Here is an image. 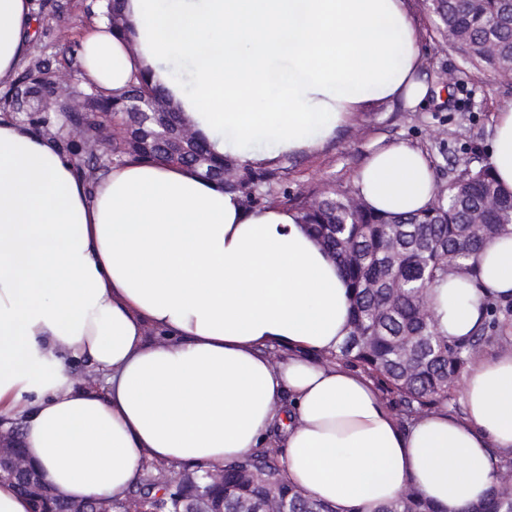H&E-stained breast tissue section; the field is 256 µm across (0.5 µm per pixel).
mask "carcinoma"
Wrapping results in <instances>:
<instances>
[{
    "instance_id": "cac0c4a2",
    "label": "carcinoma",
    "mask_w": 512,
    "mask_h": 512,
    "mask_svg": "<svg viewBox=\"0 0 512 512\" xmlns=\"http://www.w3.org/2000/svg\"><path fill=\"white\" fill-rule=\"evenodd\" d=\"M438 29L452 40L471 67L499 72L512 67V0H431ZM164 90L141 76L120 96L86 97L85 113L93 119L113 112L123 115L124 136L112 152L90 155L83 164L98 172L123 161L149 160L183 167L198 177L219 182L239 194L249 207L284 204L295 210L317 241L338 263L350 296V333L328 359L357 368L372 378L403 418L414 420L438 408L458 404L457 382L468 362L496 340L512 337V300L489 303V319L466 343L442 335L428 305L430 289L448 272L463 266L497 236L512 233V192L503 190L487 164L465 170L437 188L425 209L405 215L380 214L349 191L299 194L279 200L277 172L248 167L215 156L200 137L178 154L164 141L141 135V101ZM236 166L237 181L220 178ZM282 454L254 448L224 465V485L209 471L183 470L172 485L163 470H144L134 493L152 512H189L206 501L224 512L260 510L275 495L288 512H334L288 482ZM13 481L29 497L36 512H69L70 500L50 492L36 494L23 477ZM375 512H437L406 491ZM464 512H512V458L500 461L497 484L479 505Z\"/></svg>"
}]
</instances>
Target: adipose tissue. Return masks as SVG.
<instances>
[{
    "label": "adipose tissue",
    "instance_id": "adipose-tissue-1",
    "mask_svg": "<svg viewBox=\"0 0 512 512\" xmlns=\"http://www.w3.org/2000/svg\"><path fill=\"white\" fill-rule=\"evenodd\" d=\"M124 13L132 37L83 33V78L118 95L144 74L215 153L251 166L320 147L370 102L429 94L406 0H125ZM32 22L31 0H0V90ZM489 163L512 190V104ZM354 188L395 215L435 191L408 144L374 151ZM430 295L440 333L468 339L486 300L512 296V234ZM349 331L340 269L294 211L161 163L114 165L92 189L58 146L0 118V422L20 421L25 456L64 497L124 503L143 465L220 469L281 448L289 481L334 512L407 488L437 512L479 503L512 457V347L468 364L463 415L403 424L370 378L324 360ZM83 365L94 381L76 379Z\"/></svg>",
    "mask_w": 512,
    "mask_h": 512
}]
</instances>
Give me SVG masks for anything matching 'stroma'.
I'll return each mask as SVG.
<instances>
[{"instance_id": "stroma-1", "label": "stroma", "mask_w": 512, "mask_h": 512, "mask_svg": "<svg viewBox=\"0 0 512 512\" xmlns=\"http://www.w3.org/2000/svg\"><path fill=\"white\" fill-rule=\"evenodd\" d=\"M104 0H33V33L23 67L56 71L78 57L80 31L101 18ZM418 33L421 78L428 97L416 108L375 103L358 113L321 150L275 160L279 187L289 195L313 188L353 190L354 176L376 142L408 143L426 152L437 185H447L472 161L487 159L492 117L512 102V81L466 65L437 29L427 0H408Z\"/></svg>"}]
</instances>
